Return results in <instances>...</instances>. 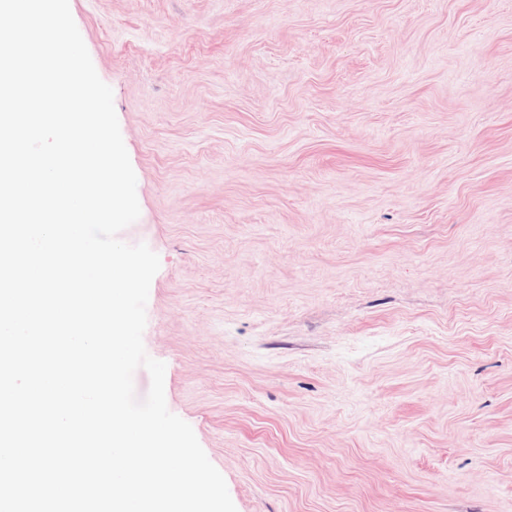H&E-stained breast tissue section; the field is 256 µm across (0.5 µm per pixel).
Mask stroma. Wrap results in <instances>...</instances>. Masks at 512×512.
Segmentation results:
<instances>
[{
  "mask_svg": "<svg viewBox=\"0 0 512 512\" xmlns=\"http://www.w3.org/2000/svg\"><path fill=\"white\" fill-rule=\"evenodd\" d=\"M69 5L237 512H512V0Z\"/></svg>",
  "mask_w": 512,
  "mask_h": 512,
  "instance_id": "stroma-1",
  "label": "stroma"
}]
</instances>
